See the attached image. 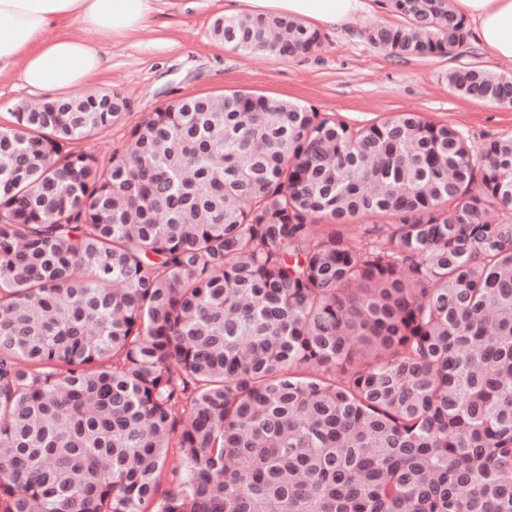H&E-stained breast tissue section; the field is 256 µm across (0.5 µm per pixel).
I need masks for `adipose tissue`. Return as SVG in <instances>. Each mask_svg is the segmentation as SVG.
Segmentation results:
<instances>
[{
    "mask_svg": "<svg viewBox=\"0 0 512 512\" xmlns=\"http://www.w3.org/2000/svg\"><path fill=\"white\" fill-rule=\"evenodd\" d=\"M159 0H0V74L18 72L21 81L48 98L86 91L109 59L95 44L62 31L76 20L109 37H128L158 14ZM457 14L470 19L478 42L493 57L512 59V0H454ZM362 0H225L226 14H285L321 29L348 25Z\"/></svg>",
    "mask_w": 512,
    "mask_h": 512,
    "instance_id": "1",
    "label": "adipose tissue"
}]
</instances>
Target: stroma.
<instances>
[{"label": "stroma", "mask_w": 512, "mask_h": 512, "mask_svg": "<svg viewBox=\"0 0 512 512\" xmlns=\"http://www.w3.org/2000/svg\"><path fill=\"white\" fill-rule=\"evenodd\" d=\"M364 2L348 27L324 30L322 48L305 60L246 54L214 39L211 25L223 15L224 0H160V15L126 38L105 40L71 22L69 36L102 44L110 58L109 70L93 80V89L119 93L130 103L120 122L80 142V149L107 158L162 103L238 90L288 99L354 124L419 112L463 129L477 143L512 132V107L459 95L446 79L450 70L468 63L512 76V59H493L474 39L457 56L394 57L368 45L363 32L376 23L402 24V17L389 11L387 0Z\"/></svg>", "instance_id": "obj_1"}]
</instances>
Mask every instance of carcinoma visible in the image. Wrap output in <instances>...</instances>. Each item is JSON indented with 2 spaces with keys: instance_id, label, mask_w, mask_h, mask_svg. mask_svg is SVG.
<instances>
[{
  "instance_id": "1",
  "label": "carcinoma",
  "mask_w": 512,
  "mask_h": 512,
  "mask_svg": "<svg viewBox=\"0 0 512 512\" xmlns=\"http://www.w3.org/2000/svg\"><path fill=\"white\" fill-rule=\"evenodd\" d=\"M388 8L407 24L365 39L395 57L470 40L450 0ZM211 34L323 40L276 15ZM448 85L512 106L511 76ZM127 109L0 126V512H512V133L234 91L75 149Z\"/></svg>"
}]
</instances>
